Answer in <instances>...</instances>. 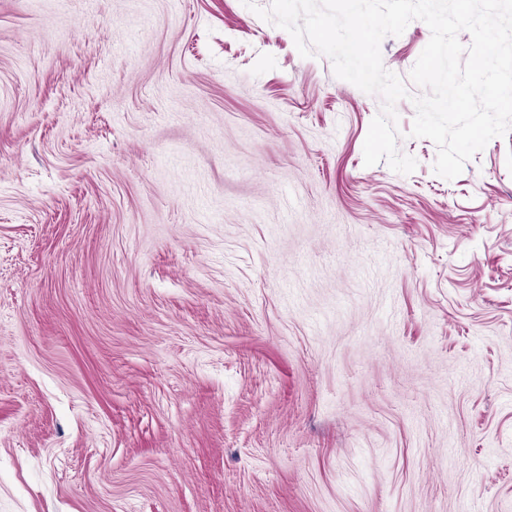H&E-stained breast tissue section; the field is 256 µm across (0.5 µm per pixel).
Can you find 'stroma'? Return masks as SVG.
<instances>
[{"mask_svg":"<svg viewBox=\"0 0 512 512\" xmlns=\"http://www.w3.org/2000/svg\"><path fill=\"white\" fill-rule=\"evenodd\" d=\"M407 89L403 175L241 0H0V512H512V133Z\"/></svg>","mask_w":512,"mask_h":512,"instance_id":"obj_1","label":"stroma"}]
</instances>
